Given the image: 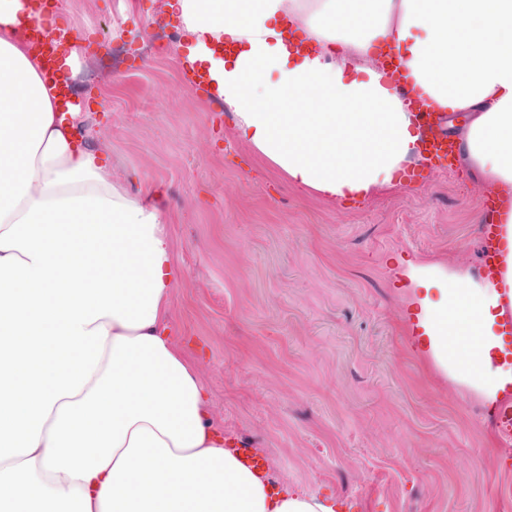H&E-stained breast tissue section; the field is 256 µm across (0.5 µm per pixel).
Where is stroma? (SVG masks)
<instances>
[{"mask_svg": "<svg viewBox=\"0 0 512 512\" xmlns=\"http://www.w3.org/2000/svg\"><path fill=\"white\" fill-rule=\"evenodd\" d=\"M85 41L82 115L130 193L172 217L180 280L169 327L225 435L292 489L353 512H512V443L474 392L418 345L395 263L479 275L481 227L465 182L350 207L315 198L198 101L167 51L165 0H64Z\"/></svg>", "mask_w": 512, "mask_h": 512, "instance_id": "stroma-1", "label": "stroma"}]
</instances>
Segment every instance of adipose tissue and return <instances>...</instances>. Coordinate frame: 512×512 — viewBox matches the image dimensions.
I'll return each instance as SVG.
<instances>
[{
  "label": "adipose tissue",
  "mask_w": 512,
  "mask_h": 512,
  "mask_svg": "<svg viewBox=\"0 0 512 512\" xmlns=\"http://www.w3.org/2000/svg\"><path fill=\"white\" fill-rule=\"evenodd\" d=\"M183 58L252 151L316 197L404 190L423 144L381 63L446 116L452 166L512 198V0H165ZM0 0V512H336L225 450L168 328L161 201L131 194L62 109ZM504 284L407 263L422 350L497 406L512 389Z\"/></svg>",
  "instance_id": "adipose-tissue-1"
}]
</instances>
